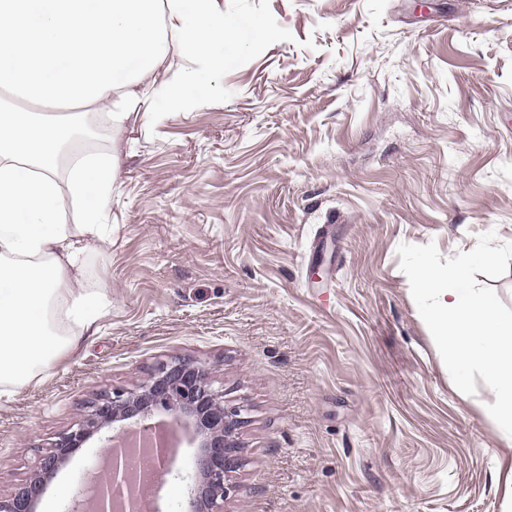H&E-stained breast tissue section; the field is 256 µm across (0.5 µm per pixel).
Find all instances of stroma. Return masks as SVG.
<instances>
[{"mask_svg": "<svg viewBox=\"0 0 512 512\" xmlns=\"http://www.w3.org/2000/svg\"><path fill=\"white\" fill-rule=\"evenodd\" d=\"M220 93L140 113L121 157L95 336L0 396V495L80 414L175 357L244 409L223 512H512V438L461 393L399 268L512 242V0H224ZM273 33L249 45L255 24ZM103 435L49 483L62 512ZM149 495L187 512L174 450Z\"/></svg>", "mask_w": 512, "mask_h": 512, "instance_id": "1", "label": "stroma"}]
</instances>
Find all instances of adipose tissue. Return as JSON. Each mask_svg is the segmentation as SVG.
Segmentation results:
<instances>
[{
    "instance_id": "adipose-tissue-1",
    "label": "adipose tissue",
    "mask_w": 512,
    "mask_h": 512,
    "mask_svg": "<svg viewBox=\"0 0 512 512\" xmlns=\"http://www.w3.org/2000/svg\"><path fill=\"white\" fill-rule=\"evenodd\" d=\"M233 33L223 0H0V96L16 101L0 106V395L41 381L112 306L86 262L112 244L118 156H72V223L55 176L68 124L34 109L90 107L114 129L141 105L183 107L187 89L219 90ZM174 51L178 84L165 78Z\"/></svg>"
}]
</instances>
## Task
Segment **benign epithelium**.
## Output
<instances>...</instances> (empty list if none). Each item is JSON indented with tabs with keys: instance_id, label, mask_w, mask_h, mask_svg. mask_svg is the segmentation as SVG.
<instances>
[{
	"instance_id": "obj_1",
	"label": "benign epithelium",
	"mask_w": 512,
	"mask_h": 512,
	"mask_svg": "<svg viewBox=\"0 0 512 512\" xmlns=\"http://www.w3.org/2000/svg\"><path fill=\"white\" fill-rule=\"evenodd\" d=\"M158 411L189 429L198 449L190 512H222L228 491L224 481L240 465L235 437L244 417L240 408L224 405V395L212 387L202 365L181 358L159 364L137 388L115 392L96 403L58 436L24 483L7 496H0V512H36L47 482L94 435L119 429L130 420L146 419ZM107 462L108 479L95 487V512H112V504L122 498V488L133 470L123 448L112 449Z\"/></svg>"
}]
</instances>
